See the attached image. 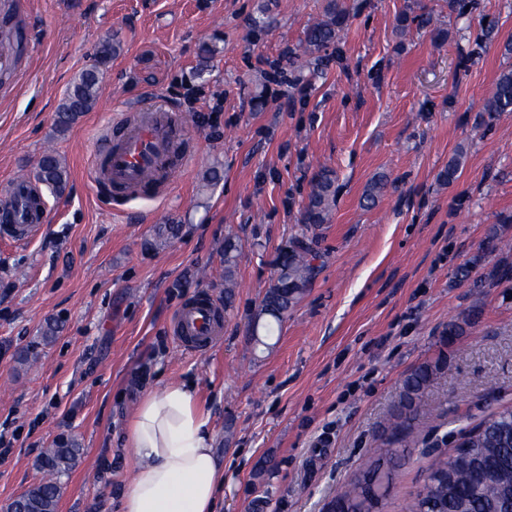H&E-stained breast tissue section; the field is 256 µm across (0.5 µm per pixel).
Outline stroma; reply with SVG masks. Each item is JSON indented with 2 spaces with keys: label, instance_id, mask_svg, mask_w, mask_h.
<instances>
[{
  "label": "stroma",
  "instance_id": "obj_1",
  "mask_svg": "<svg viewBox=\"0 0 512 512\" xmlns=\"http://www.w3.org/2000/svg\"><path fill=\"white\" fill-rule=\"evenodd\" d=\"M327 0H22L27 55L0 88V195L46 150L68 172L44 189L50 219L28 243L0 239V512L41 474L59 439L82 448L57 512H117L133 477L124 449L142 395L190 381L224 460L220 512H327L385 440L418 365L448 362L425 390L385 512H404L461 429L512 404V112L487 120L512 69V0H347L338 48L296 71L287 49ZM428 12L436 31L399 30ZM494 41L477 43L485 20ZM111 40L93 111L64 132L57 110L99 43ZM213 46L204 57L203 45ZM224 109L203 117L214 97ZM178 107L191 163L166 196L113 209L94 188L103 127L156 99ZM459 177L439 173L457 150ZM332 170L329 223H300L320 167ZM386 176L377 206L360 200ZM178 225L163 247L155 229ZM239 243L224 298V239ZM318 258L282 322L251 321L280 249ZM226 307L210 347L180 346V309ZM56 333L44 338L47 324ZM461 331L442 339L449 324ZM28 363H20V355Z\"/></svg>",
  "mask_w": 512,
  "mask_h": 512
}]
</instances>
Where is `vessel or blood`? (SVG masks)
Wrapping results in <instances>:
<instances>
[{
	"instance_id": "b4317fda",
	"label": "vessel or blood",
	"mask_w": 512,
	"mask_h": 512,
	"mask_svg": "<svg viewBox=\"0 0 512 512\" xmlns=\"http://www.w3.org/2000/svg\"><path fill=\"white\" fill-rule=\"evenodd\" d=\"M186 123L178 110L158 106L142 110L118 136L101 129L91 164V179L99 190L114 199L152 198L166 191V175L185 167L190 157L180 146L188 140ZM11 206L0 209V236L28 242L40 224L47 221V207L39 186L29 179H14L9 187ZM218 325L216 304L206 295L197 296L177 316L179 343L189 349L211 343Z\"/></svg>"
}]
</instances>
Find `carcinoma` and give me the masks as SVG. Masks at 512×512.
<instances>
[{"instance_id":"cac0c4a2","label":"carcinoma","mask_w":512,"mask_h":512,"mask_svg":"<svg viewBox=\"0 0 512 512\" xmlns=\"http://www.w3.org/2000/svg\"><path fill=\"white\" fill-rule=\"evenodd\" d=\"M350 17L344 0H328L325 18L309 25L300 47L290 50L292 66L302 71L319 65L321 52L337 44ZM8 43L16 58L26 51L19 24L0 27V44ZM112 59V42L106 41L96 53V63L83 70L68 89L58 109L56 128L67 131L85 112L96 105L100 91L101 67ZM484 111L489 118L512 112V69L502 72L488 98ZM34 177L54 190L67 182L66 170L57 155L43 154ZM388 181L380 176L373 180L363 195L364 206L373 207L384 195ZM336 205V186L332 172L323 167L315 175L303 222L325 224ZM238 244L224 238V299L229 301L236 288L235 270ZM316 252L312 242L295 239L275 259V277L267 289L255 320L269 316L281 321L298 301L313 277ZM448 369L438 358L414 369L404 380L399 405L388 420L391 447L379 448L367 469L354 474L337 492L334 512H382L392 471L402 454L394 444L409 447L411 415L417 411L421 396L433 377ZM82 448L75 441L60 440L46 449L36 461L42 472L41 482L12 503L13 512H57L62 476L69 474L81 456ZM512 500V407L497 409L472 427L456 448L435 460L427 479L406 505V512H502L505 501Z\"/></svg>"}]
</instances>
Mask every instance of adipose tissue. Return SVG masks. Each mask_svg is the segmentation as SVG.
Returning <instances> with one entry per match:
<instances>
[{
	"mask_svg": "<svg viewBox=\"0 0 512 512\" xmlns=\"http://www.w3.org/2000/svg\"><path fill=\"white\" fill-rule=\"evenodd\" d=\"M193 384L148 391L134 411L125 446L136 470L120 512H217L224 463Z\"/></svg>",
	"mask_w": 512,
	"mask_h": 512,
	"instance_id": "1",
	"label": "adipose tissue"
}]
</instances>
